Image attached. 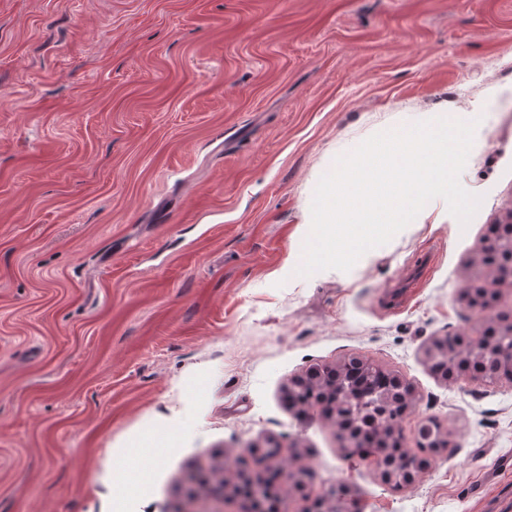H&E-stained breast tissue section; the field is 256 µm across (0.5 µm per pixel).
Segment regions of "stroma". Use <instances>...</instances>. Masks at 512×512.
<instances>
[{
	"label": "stroma",
	"mask_w": 512,
	"mask_h": 512,
	"mask_svg": "<svg viewBox=\"0 0 512 512\" xmlns=\"http://www.w3.org/2000/svg\"><path fill=\"white\" fill-rule=\"evenodd\" d=\"M512 0H0V512H243L279 447L281 512H512V383L433 374L437 336L488 329L466 289L512 210ZM483 103L460 180L351 270L297 275L322 170L400 108ZM353 356L409 383L385 484L293 378ZM434 418L449 445L422 452ZM162 439L148 462L129 452ZM224 483L223 499L211 488Z\"/></svg>",
	"instance_id": "35a3bbf8"
}]
</instances>
